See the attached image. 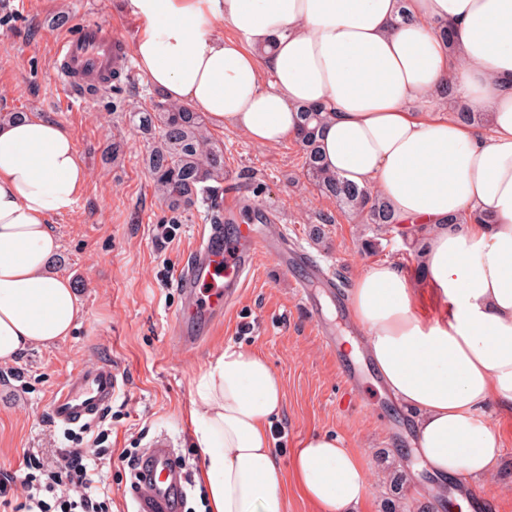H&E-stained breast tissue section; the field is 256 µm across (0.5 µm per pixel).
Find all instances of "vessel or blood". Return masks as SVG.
Here are the masks:
<instances>
[{
  "label": "vessel or blood",
  "mask_w": 512,
  "mask_h": 512,
  "mask_svg": "<svg viewBox=\"0 0 512 512\" xmlns=\"http://www.w3.org/2000/svg\"><path fill=\"white\" fill-rule=\"evenodd\" d=\"M57 80L71 100L81 99L88 84L126 65L123 44L115 34L96 24L54 43ZM274 259L281 270L301 263L304 252L290 247L281 226L240 225L233 240L224 227L211 225L202 233L191 261L179 267L174 279L181 295L175 332L184 345L195 344L191 330L198 317L215 321L238 299L246 275L258 258ZM118 378L111 363L79 368L54 396L50 413L64 426H85L111 405ZM135 512H180L186 479L175 444L167 434L155 436L144 448L133 470Z\"/></svg>",
  "instance_id": "vessel-or-blood-1"
}]
</instances>
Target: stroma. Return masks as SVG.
<instances>
[{"label":"stroma","instance_id":"obj_1","mask_svg":"<svg viewBox=\"0 0 512 512\" xmlns=\"http://www.w3.org/2000/svg\"><path fill=\"white\" fill-rule=\"evenodd\" d=\"M123 2L0 0V110L34 112L65 127L88 169L73 210L52 219L61 247L50 269L75 285L78 326L54 344L0 363V470L19 469L25 449L68 447L64 428L50 417L52 396L78 366L101 362L112 363L120 389L99 421L84 428V445L104 428L117 452L144 448L164 432L187 466L201 468L188 416L192 382L221 347L234 344L266 358L283 383L285 403L273 422L283 433L276 450L282 466L290 465L306 434L330 432L366 455L369 493L362 512L392 506L397 512H432L423 493L431 478L418 471L408 450L409 414L372 386L374 373L364 361L358 363V395L348 397L335 357L297 295L295 283L306 278V268L284 273L260 259L221 327L209 330L202 320L195 326L201 337L195 347L173 342L181 304L174 272L196 246L203 213L164 226L137 127L113 111L111 99L71 104L55 75L52 39L63 31L103 23L131 42L137 24ZM63 12L71 17L65 28L54 23ZM210 133L224 148L225 186L275 213L289 238L338 280L340 291L353 287L375 262H400L419 279L412 241L424 238L425 229L390 232L359 223L309 182L297 140L263 148L227 129L214 126ZM115 141L124 152L111 161L105 151ZM325 216L330 224H322ZM317 223L324 231L320 240L310 235ZM484 418L498 427L504 454L495 473L471 486L483 494L486 512H512V413L492 405Z\"/></svg>","mask_w":512,"mask_h":512}]
</instances>
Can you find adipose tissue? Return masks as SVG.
Wrapping results in <instances>:
<instances>
[{
	"mask_svg": "<svg viewBox=\"0 0 512 512\" xmlns=\"http://www.w3.org/2000/svg\"><path fill=\"white\" fill-rule=\"evenodd\" d=\"M130 52L167 100L262 147L294 138L319 107L325 164L376 190L400 224L427 228L421 284L371 264L349 291L351 321L394 400L413 413L420 467L448 482L494 472L502 440L482 418L512 408V0H128ZM454 31L456 53L435 36ZM452 85L487 127L435 102ZM88 179L61 125L28 114L0 124V361L69 336L70 278L48 271L50 219ZM474 220L449 223L454 214ZM279 376L257 353L224 348L195 379L191 422L210 512H288V486L315 512H357L366 464L339 436L302 439L277 461Z\"/></svg>",
	"mask_w": 512,
	"mask_h": 512,
	"instance_id": "obj_1",
	"label": "adipose tissue"
}]
</instances>
